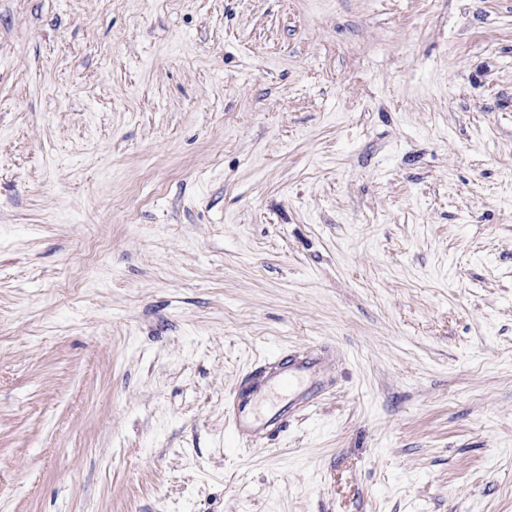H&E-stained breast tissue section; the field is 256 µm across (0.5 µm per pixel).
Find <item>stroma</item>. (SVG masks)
<instances>
[{"mask_svg":"<svg viewBox=\"0 0 512 512\" xmlns=\"http://www.w3.org/2000/svg\"><path fill=\"white\" fill-rule=\"evenodd\" d=\"M0 512H512V0H0ZM327 365L324 352L302 350L254 366L225 403V419L234 435L253 442L280 433L325 390ZM273 393L282 396L272 402Z\"/></svg>","mask_w":512,"mask_h":512,"instance_id":"obj_1","label":"stroma"}]
</instances>
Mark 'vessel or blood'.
<instances>
[{
    "instance_id": "1",
    "label": "vessel or blood",
    "mask_w": 512,
    "mask_h": 512,
    "mask_svg": "<svg viewBox=\"0 0 512 512\" xmlns=\"http://www.w3.org/2000/svg\"><path fill=\"white\" fill-rule=\"evenodd\" d=\"M327 365L324 353L302 350L254 366L225 403L234 435L253 442L280 433L324 391Z\"/></svg>"
}]
</instances>
